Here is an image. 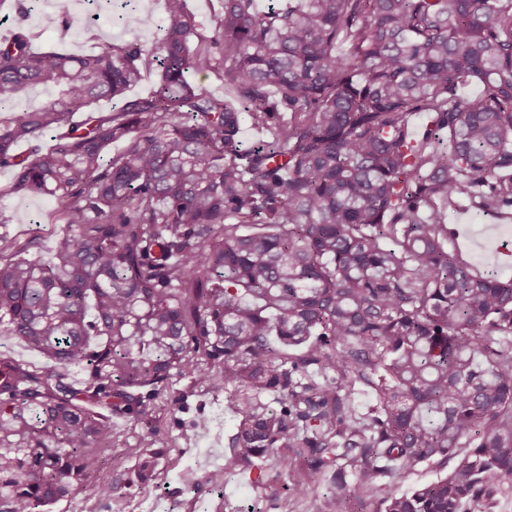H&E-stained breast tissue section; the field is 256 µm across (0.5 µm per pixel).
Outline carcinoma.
<instances>
[{
    "instance_id": "obj_1",
    "label": "carcinoma",
    "mask_w": 512,
    "mask_h": 512,
    "mask_svg": "<svg viewBox=\"0 0 512 512\" xmlns=\"http://www.w3.org/2000/svg\"><path fill=\"white\" fill-rule=\"evenodd\" d=\"M165 4L151 43L78 55L36 45L33 5L14 0L0 41V170L61 201L66 225L47 263L24 257L38 238L0 234V335L51 361L0 352V512H51L89 484L112 418L147 416L176 376L226 393L238 419L216 486L271 454L293 494L334 470L343 505L496 512L512 278L460 259L448 206L512 209V0H222L211 36L186 0ZM57 27L85 24L63 9ZM148 63L152 91L126 97ZM468 84L481 94L462 98ZM35 85L56 94L18 111ZM246 125L266 138L244 147ZM178 466L152 450L134 476ZM457 459H448L445 464H443L444 460H434L433 462L417 466L407 476L403 487H417L447 476L454 469Z\"/></svg>"
}]
</instances>
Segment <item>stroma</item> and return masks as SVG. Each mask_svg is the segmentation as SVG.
<instances>
[{
	"instance_id": "1",
	"label": "stroma",
	"mask_w": 512,
	"mask_h": 512,
	"mask_svg": "<svg viewBox=\"0 0 512 512\" xmlns=\"http://www.w3.org/2000/svg\"><path fill=\"white\" fill-rule=\"evenodd\" d=\"M64 9L77 16H97V27L88 35L60 38L56 18ZM125 15L122 0H42L41 8L32 12L28 24L44 44L61 43L76 54L86 53L103 41H153L154 30L133 29L125 24ZM12 181L11 172L0 171V213L9 219L8 224L0 226V231L18 238L38 234L40 247L32 257L49 261L63 232L62 206L50 196L10 193ZM448 226L454 231L452 246L478 273L512 277L511 219L455 208L448 212ZM200 407L209 417L204 427L195 423ZM234 426L223 394L193 386L187 378H174L168 395L154 401L147 420L116 419L96 481L108 484L127 477L139 454L150 445L180 459V468L161 473L148 486L127 488L118 498L100 496L95 487L81 488L71 498L59 502L53 512H121L125 505L137 504L146 497L158 500L163 512H197L201 507L207 512H226L224 503L228 500L235 512H336V505L330 503L324 489L331 473L317 474L308 493L295 497L288 493L285 473L268 458L259 460L250 477H227L223 491H216L205 480L209 471L205 459L210 455L223 456Z\"/></svg>"
}]
</instances>
